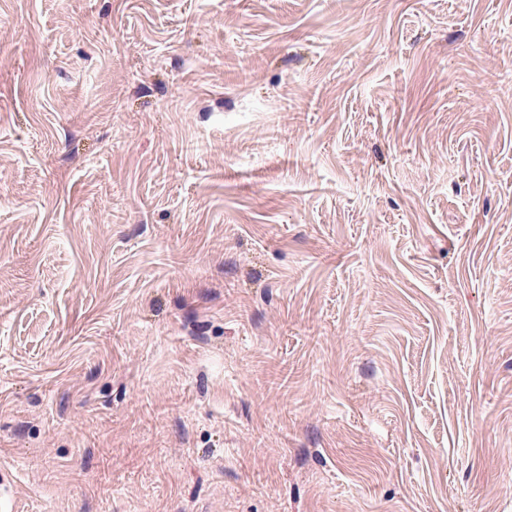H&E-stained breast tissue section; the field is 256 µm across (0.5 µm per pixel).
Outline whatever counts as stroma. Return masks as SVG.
Instances as JSON below:
<instances>
[{
  "instance_id": "obj_1",
  "label": "stroma",
  "mask_w": 512,
  "mask_h": 512,
  "mask_svg": "<svg viewBox=\"0 0 512 512\" xmlns=\"http://www.w3.org/2000/svg\"><path fill=\"white\" fill-rule=\"evenodd\" d=\"M15 512H512V0H0Z\"/></svg>"
}]
</instances>
